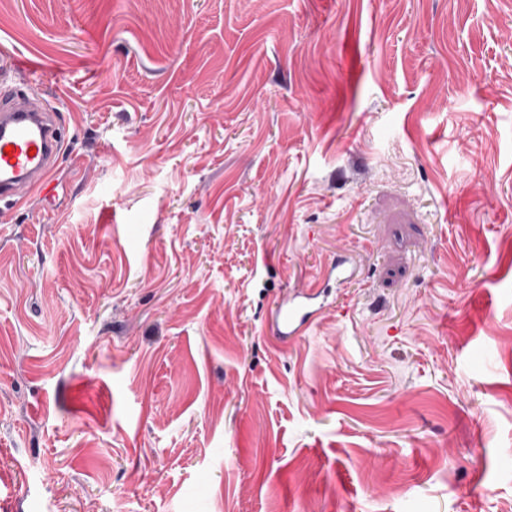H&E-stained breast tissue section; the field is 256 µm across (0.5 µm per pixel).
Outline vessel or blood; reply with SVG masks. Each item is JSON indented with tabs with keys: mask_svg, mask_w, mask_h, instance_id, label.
Returning a JSON list of instances; mask_svg holds the SVG:
<instances>
[{
	"mask_svg": "<svg viewBox=\"0 0 512 512\" xmlns=\"http://www.w3.org/2000/svg\"><path fill=\"white\" fill-rule=\"evenodd\" d=\"M65 150L52 108L24 88L0 87V201L22 205L47 190ZM317 294L311 286L281 299L277 327L282 335L298 336L308 328Z\"/></svg>",
	"mask_w": 512,
	"mask_h": 512,
	"instance_id": "vessel-or-blood-1",
	"label": "vessel or blood"
}]
</instances>
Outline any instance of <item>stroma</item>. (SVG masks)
I'll return each instance as SVG.
<instances>
[{
	"instance_id": "1",
	"label": "stroma",
	"mask_w": 512,
	"mask_h": 512,
	"mask_svg": "<svg viewBox=\"0 0 512 512\" xmlns=\"http://www.w3.org/2000/svg\"><path fill=\"white\" fill-rule=\"evenodd\" d=\"M30 62L0 512L512 506V0H0ZM54 112L22 87H0V202L26 204L51 185L66 150ZM317 286L295 291L280 300L277 314V327L282 335L299 336L309 326L320 307L314 308L312 301L318 297Z\"/></svg>"
}]
</instances>
